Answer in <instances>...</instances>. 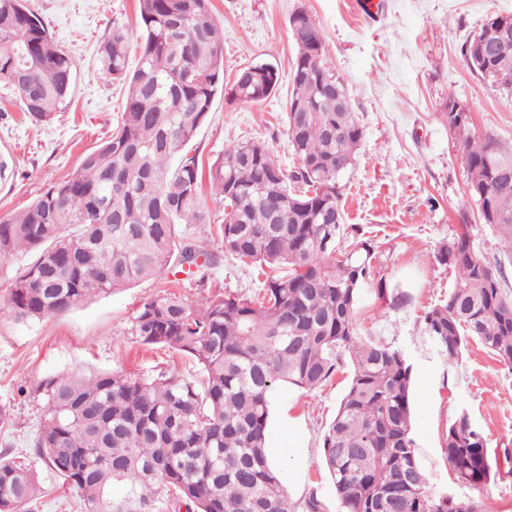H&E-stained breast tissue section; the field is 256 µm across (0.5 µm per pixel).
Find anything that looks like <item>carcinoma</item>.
<instances>
[{
  "instance_id": "carcinoma-1",
  "label": "carcinoma",
  "mask_w": 512,
  "mask_h": 512,
  "mask_svg": "<svg viewBox=\"0 0 512 512\" xmlns=\"http://www.w3.org/2000/svg\"><path fill=\"white\" fill-rule=\"evenodd\" d=\"M27 0H0V85L37 122L66 99L75 61L54 43ZM139 67L131 71L116 27L98 50L102 72L126 89L121 121L66 179L25 210L0 215V267L31 253L0 307L16 321L63 315L80 304L159 275L194 251L191 273L211 282L217 258L177 237L204 224L203 184L224 205V254L280 269L252 296L226 291L198 307L163 292L145 300L131 333L147 346L194 358L201 379L176 371L153 378L122 372L58 375L36 388L46 408L34 438L37 458L76 492L81 512H158L159 494L190 512H290L268 452L270 400L282 383L313 391L348 368V385L322 439L337 512H489L481 502L430 488L412 436V364L389 344L358 334L355 310L376 245L345 223L340 180L353 166L363 129L323 38L300 10L289 18L296 46L288 141L299 167L283 168L267 145H227L208 166L184 153L224 87L220 25L211 0H139ZM468 67L512 91V16L491 14L462 46ZM278 82L270 62L240 71L228 90L242 103L268 98ZM469 113L448 125L464 135L468 189L483 223L512 255V152L493 136H467ZM436 260L457 279L423 316V331L448 362L469 340L512 363V294L503 267L483 262L469 239L442 244ZM445 454L455 477L478 488L497 458L469 414L448 425ZM119 485L122 493H112ZM39 491L36 471L0 453V512H22ZM301 512H327L315 489Z\"/></svg>"
}]
</instances>
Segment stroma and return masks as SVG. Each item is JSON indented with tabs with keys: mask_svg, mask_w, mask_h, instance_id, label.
Listing matches in <instances>:
<instances>
[{
	"mask_svg": "<svg viewBox=\"0 0 512 512\" xmlns=\"http://www.w3.org/2000/svg\"><path fill=\"white\" fill-rule=\"evenodd\" d=\"M223 28L224 82L255 61L273 63L277 90L246 104L217 94L189 150L211 163L226 145L264 141L286 169L296 157L286 134L296 48L289 18L305 11L322 34L324 51L343 82L352 112L364 128L356 161L341 179L346 223L379 242V255L360 291V336L391 344L413 365V436L430 487L462 500L485 501L492 512H512V469L501 467L480 488L458 483L444 453L449 422L467 411L497 455H512V365L469 341L448 362L423 332V316L447 296L453 270L439 264V246L467 236L487 262L501 257L498 238L470 196L461 136L448 125V101L471 117L469 135L494 134L512 151V93L473 73L461 47L489 14H512V0H379V12H361L357 0H212ZM55 44L76 62L70 92L54 119L38 123L0 87V215L23 210L49 184L65 179L86 152L110 137L122 113L124 88L98 66V48L113 26L130 45L142 34L138 0H28ZM203 224H182L181 239L221 253L217 226L223 204L202 193ZM204 302L186 273L171 266L157 278L97 297L70 312L18 322L0 316V452L36 467L42 493L28 512H80L76 492L60 488L36 457L33 437L45 417L35 388L46 377L120 371L151 377L174 368L195 380L192 359L151 349L130 333L141 303L162 291ZM347 386L344 374L314 391L280 385L270 407L268 453L279 464L291 504L317 490L335 508L333 483L320 464L322 438Z\"/></svg>",
	"mask_w": 512,
	"mask_h": 512,
	"instance_id": "stroma-1",
	"label": "stroma"
}]
</instances>
